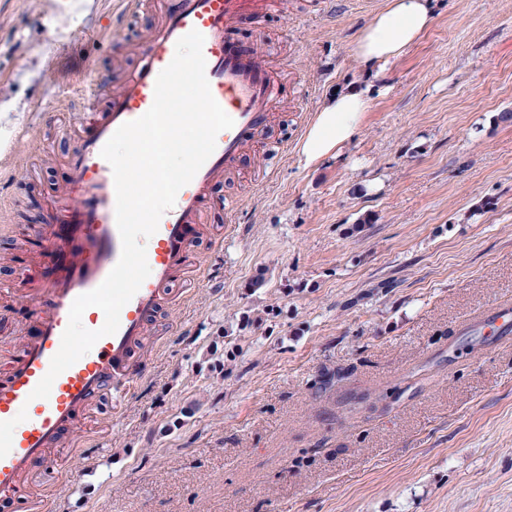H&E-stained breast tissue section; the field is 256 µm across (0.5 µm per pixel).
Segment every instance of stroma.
I'll return each mask as SVG.
<instances>
[{
	"label": "stroma",
	"mask_w": 512,
	"mask_h": 512,
	"mask_svg": "<svg viewBox=\"0 0 512 512\" xmlns=\"http://www.w3.org/2000/svg\"><path fill=\"white\" fill-rule=\"evenodd\" d=\"M386 0H251L232 36L289 87L213 183L189 270L137 354L148 377L100 398L25 483L49 512H512V0H432L435 21L365 76L352 54ZM164 8L0 0V377L36 335L41 227L89 129ZM369 107L306 164L318 109ZM40 149L17 164L16 137ZM27 272L26 285L11 281ZM344 379L324 388L326 374Z\"/></svg>",
	"instance_id": "35a3bbf8"
}]
</instances>
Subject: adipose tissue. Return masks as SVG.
I'll list each match as a JSON object with an SVG mask.
<instances>
[{
  "label": "adipose tissue",
  "mask_w": 512,
  "mask_h": 512,
  "mask_svg": "<svg viewBox=\"0 0 512 512\" xmlns=\"http://www.w3.org/2000/svg\"><path fill=\"white\" fill-rule=\"evenodd\" d=\"M432 21L430 0H387L360 34L354 55L366 69L385 66L399 58ZM367 105L357 87L336 91L319 110L301 145L306 161H317L350 142Z\"/></svg>",
  "instance_id": "ef3b65f1"
}]
</instances>
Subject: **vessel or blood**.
<instances>
[{
	"mask_svg": "<svg viewBox=\"0 0 512 512\" xmlns=\"http://www.w3.org/2000/svg\"><path fill=\"white\" fill-rule=\"evenodd\" d=\"M166 5L165 20L148 40L141 66L113 96L106 117L97 113L94 81L71 92L94 133L70 158L64 196L51 210L50 230L41 238L54 275L40 289L38 332L25 339L20 355L0 379V422H17L11 450L0 458L4 500L21 492L23 475L58 443L82 411L105 393L111 395L113 407H120L148 374L149 367L136 359L135 348L165 303L168 288L187 271L188 254L201 231L207 189L238 159L245 144L261 135L269 118L277 92L271 72L253 50L228 36L230 24L243 18L248 0H166ZM193 30L204 37L211 93L234 125L218 134L212 155L179 190L174 206L146 240L151 273L122 308L117 332L99 339L58 375L49 397L32 398L60 348L73 301L97 288L121 255L113 171L101 150L119 126L150 109L158 74L172 61L178 39ZM22 411L27 418L20 422L16 416Z\"/></svg>",
	"mask_w": 512,
	"mask_h": 512,
	"instance_id": "1",
	"label": "vessel or blood"
}]
</instances>
